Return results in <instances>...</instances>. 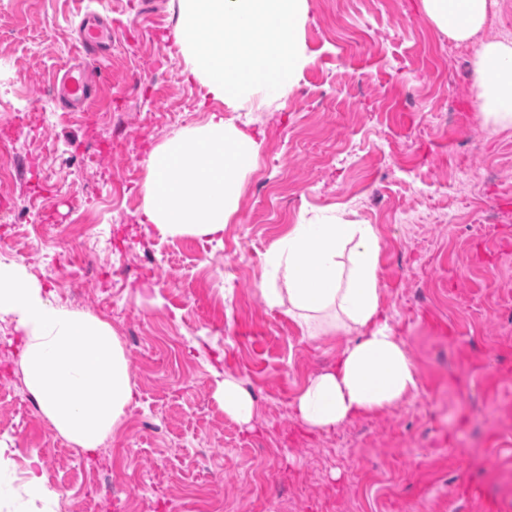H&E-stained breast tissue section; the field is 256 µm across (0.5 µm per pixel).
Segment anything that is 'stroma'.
I'll use <instances>...</instances> for the list:
<instances>
[{
	"label": "stroma",
	"instance_id": "35a3bbf8",
	"mask_svg": "<svg viewBox=\"0 0 512 512\" xmlns=\"http://www.w3.org/2000/svg\"><path fill=\"white\" fill-rule=\"evenodd\" d=\"M125 23L108 56L87 53L84 8ZM178 0H0V139L13 146L1 191L17 213L54 175L48 205L76 224L97 272L81 311L110 324L138 398L106 440L119 505L85 497L94 455L78 456L43 416L16 364L0 380V437L13 440L14 489L39 455L75 512H512V129L474 110L472 48L441 33L421 0H309V62L287 95L232 113L261 144L222 242L161 235L136 221L144 160L220 105L190 79L173 37ZM95 73L88 112L62 113L55 79L73 60ZM49 115L18 129L19 105ZM375 225L390 323L414 361L405 401L312 431L291 410L343 338H304L258 292L270 247L303 219ZM54 230L21 226L0 259L28 266L65 302ZM252 394L244 428L215 401L210 370Z\"/></svg>",
	"mask_w": 512,
	"mask_h": 512
}]
</instances>
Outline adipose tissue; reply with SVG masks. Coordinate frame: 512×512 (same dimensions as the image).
Instances as JSON below:
<instances>
[{
	"instance_id": "obj_1",
	"label": "adipose tissue",
	"mask_w": 512,
	"mask_h": 512,
	"mask_svg": "<svg viewBox=\"0 0 512 512\" xmlns=\"http://www.w3.org/2000/svg\"><path fill=\"white\" fill-rule=\"evenodd\" d=\"M492 0H422L429 21L473 45L475 109L495 131L512 129V40L480 39ZM256 138L222 115L166 140L146 159L139 221L169 237L219 242L236 213L246 175L259 156ZM380 238L371 224L299 222L266 257L260 284L268 308L288 314L304 336L346 339L335 364L308 378L292 402L309 429L328 431L388 406L418 388V373L395 335L379 288ZM17 332L25 384L49 425L71 444L98 448L134 399L124 350L110 326L53 299L29 269L0 261V319ZM215 397L225 414L249 423L254 400L230 376ZM25 491L37 512H56L62 496L27 461Z\"/></svg>"
}]
</instances>
